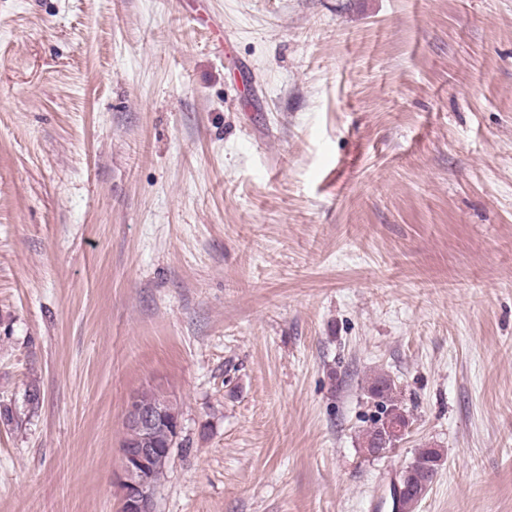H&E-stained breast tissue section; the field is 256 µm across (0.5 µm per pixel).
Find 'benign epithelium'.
I'll return each instance as SVG.
<instances>
[{
  "label": "benign epithelium",
  "instance_id": "7a95c632",
  "mask_svg": "<svg viewBox=\"0 0 512 512\" xmlns=\"http://www.w3.org/2000/svg\"><path fill=\"white\" fill-rule=\"evenodd\" d=\"M123 423L141 432L140 447L121 450V466L117 474L121 486V508L123 512H154L152 483L149 461L170 457V450L161 451L149 448L151 432L159 424L168 425L174 434H179L181 422L171 421L162 409H145L138 403L136 395L128 397L124 410Z\"/></svg>",
  "mask_w": 512,
  "mask_h": 512
}]
</instances>
